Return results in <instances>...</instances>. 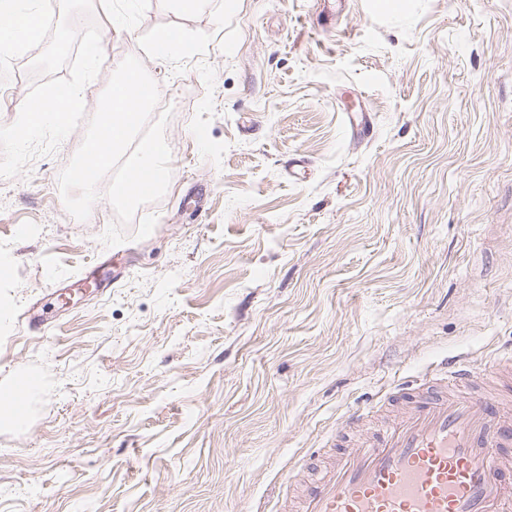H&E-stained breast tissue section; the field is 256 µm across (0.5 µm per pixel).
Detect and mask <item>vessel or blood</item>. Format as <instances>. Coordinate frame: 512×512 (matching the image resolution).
Listing matches in <instances>:
<instances>
[{
    "mask_svg": "<svg viewBox=\"0 0 512 512\" xmlns=\"http://www.w3.org/2000/svg\"><path fill=\"white\" fill-rule=\"evenodd\" d=\"M512 373V352L477 372L444 362L383 401L395 415L345 445L295 512H512V418L475 379Z\"/></svg>",
    "mask_w": 512,
    "mask_h": 512,
    "instance_id": "obj_1",
    "label": "vessel or blood"
}]
</instances>
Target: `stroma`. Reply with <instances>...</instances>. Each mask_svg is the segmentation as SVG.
<instances>
[{"label":"stroma","instance_id":"stroma-1","mask_svg":"<svg viewBox=\"0 0 512 512\" xmlns=\"http://www.w3.org/2000/svg\"><path fill=\"white\" fill-rule=\"evenodd\" d=\"M95 8L85 114L140 56L172 177L113 247L107 182L84 221L59 189L85 125L0 178V389L39 378L0 424V512H284L355 409L512 345V0ZM164 31L193 45L167 68ZM39 54L14 59L0 126Z\"/></svg>","mask_w":512,"mask_h":512}]
</instances>
